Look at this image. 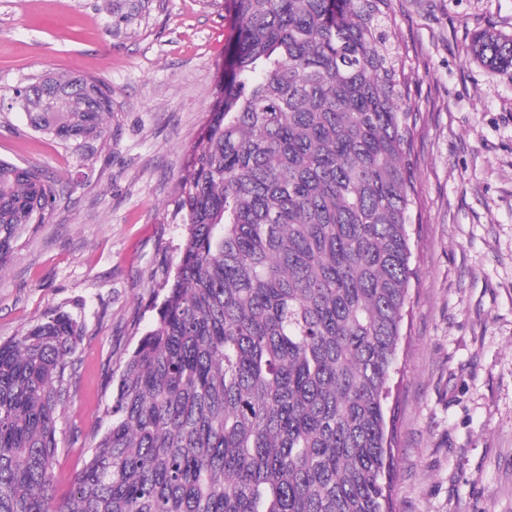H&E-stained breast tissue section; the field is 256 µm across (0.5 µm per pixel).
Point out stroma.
Masks as SVG:
<instances>
[{
	"instance_id": "obj_1",
	"label": "stroma",
	"mask_w": 512,
	"mask_h": 512,
	"mask_svg": "<svg viewBox=\"0 0 512 512\" xmlns=\"http://www.w3.org/2000/svg\"><path fill=\"white\" fill-rule=\"evenodd\" d=\"M416 204L409 299L389 386L394 512H512V73L474 31L512 35V0H394ZM235 36L224 0H0V87L45 74L112 87L92 176L24 113L0 112V159L63 187L0 270V342L58 311L85 337L58 422L57 493L107 428L118 378L184 234L175 189ZM469 51L474 60L493 72L512 73V35L493 28L476 32Z\"/></svg>"
}]
</instances>
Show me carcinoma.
<instances>
[{
    "instance_id": "obj_1",
    "label": "carcinoma",
    "mask_w": 512,
    "mask_h": 512,
    "mask_svg": "<svg viewBox=\"0 0 512 512\" xmlns=\"http://www.w3.org/2000/svg\"><path fill=\"white\" fill-rule=\"evenodd\" d=\"M237 34L178 182L186 234L106 431L54 499L83 324L0 343V512H392L389 381L415 204L393 0H227ZM469 51L512 73V35ZM92 168L112 86L48 75L0 111ZM56 185L0 159V269Z\"/></svg>"
}]
</instances>
